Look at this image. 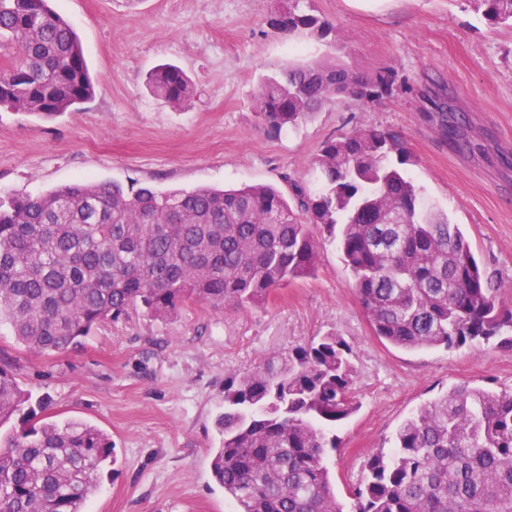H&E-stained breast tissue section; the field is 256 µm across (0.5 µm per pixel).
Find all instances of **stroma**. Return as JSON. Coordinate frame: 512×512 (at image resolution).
I'll return each mask as SVG.
<instances>
[{
	"label": "stroma",
	"instance_id": "obj_1",
	"mask_svg": "<svg viewBox=\"0 0 512 512\" xmlns=\"http://www.w3.org/2000/svg\"><path fill=\"white\" fill-rule=\"evenodd\" d=\"M327 22L319 37L280 31L276 0H51L78 33L96 83L80 111L46 121L0 108V196H36L82 180L150 185L317 188L312 160L353 129L396 135L424 205L459 225L494 278L512 280V27L488 23L474 0H303ZM338 59L354 71H388L389 95L361 104L342 95L298 128L274 132L256 112L258 80L293 60ZM179 66L194 85L176 107L151 93L149 74ZM467 115L473 152L451 150L427 121L423 96ZM316 278L268 303L215 309L189 303L168 320L143 311L95 328L81 347L40 357L0 330L51 419L90 422L111 435L86 512H231L211 459L226 374L256 366L311 337L336 333L354 347L359 410L336 427L330 455L336 495L373 453L390 452L417 407L467 382L512 389V349L475 344L406 350L375 337L336 243L322 241Z\"/></svg>",
	"mask_w": 512,
	"mask_h": 512
}]
</instances>
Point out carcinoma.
<instances>
[{"mask_svg": "<svg viewBox=\"0 0 512 512\" xmlns=\"http://www.w3.org/2000/svg\"><path fill=\"white\" fill-rule=\"evenodd\" d=\"M283 0L270 25L321 33L326 23ZM493 25L512 26V0H476ZM0 106L52 119L93 98L81 42L50 0H0ZM154 93L173 106L194 88L161 64ZM389 72L290 63L260 81L261 120L280 132L348 94L369 103ZM462 113H437L439 136L473 144ZM394 135L358 128L325 141L312 166L321 185L291 183L160 191L80 182L38 197L0 198V325L35 355L82 345L104 320L140 305L174 317L188 302L243 308L316 276L320 238L337 242L374 336L404 349H451L500 338L512 348V305L448 217L427 211ZM354 347L333 333L248 372L224 376L220 445L211 468L235 512H344L326 465L328 426L358 409ZM43 402L0 354V512H82L112 438L87 422L38 420ZM351 512H512V391L456 384L398 428L394 448L367 461Z\"/></svg>", "mask_w": 512, "mask_h": 512, "instance_id": "carcinoma-1", "label": "carcinoma"}]
</instances>
